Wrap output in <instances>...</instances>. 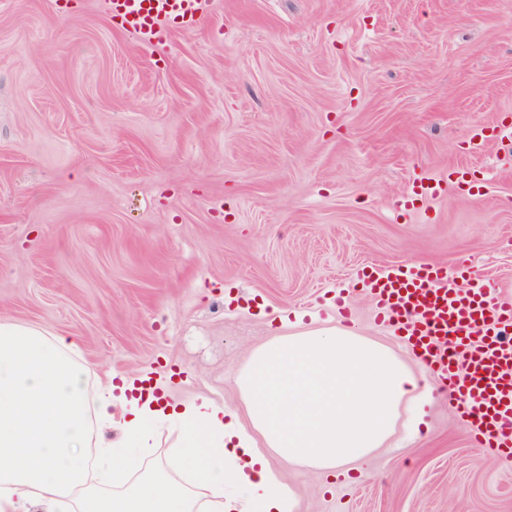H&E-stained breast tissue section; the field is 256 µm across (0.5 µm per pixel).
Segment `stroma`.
I'll use <instances>...</instances> for the list:
<instances>
[{
  "label": "stroma",
  "mask_w": 512,
  "mask_h": 512,
  "mask_svg": "<svg viewBox=\"0 0 512 512\" xmlns=\"http://www.w3.org/2000/svg\"><path fill=\"white\" fill-rule=\"evenodd\" d=\"M512 0H214L144 45L102 0H0V319L76 339L91 380L236 410L275 335L353 326L411 369L352 278L475 266L512 292ZM471 170L411 210L409 186ZM347 474L269 465L299 512H512V464L446 396ZM478 138V143H474V139ZM512 127L510 124L497 123L493 126H484L476 132L471 138L473 148L480 149L490 142L500 141L502 144L505 140L511 143Z\"/></svg>",
  "instance_id": "1"
}]
</instances>
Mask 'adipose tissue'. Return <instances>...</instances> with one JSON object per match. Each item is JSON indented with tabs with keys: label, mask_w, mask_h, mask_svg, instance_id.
I'll list each match as a JSON object with an SVG mask.
<instances>
[{
	"label": "adipose tissue",
	"mask_w": 512,
	"mask_h": 512,
	"mask_svg": "<svg viewBox=\"0 0 512 512\" xmlns=\"http://www.w3.org/2000/svg\"><path fill=\"white\" fill-rule=\"evenodd\" d=\"M75 342L0 321V512H298L267 453L333 471L394 435L399 408L435 386L356 331L306 330L251 352L237 376L250 425L201 398L170 406L133 383L91 387ZM179 424L181 446L150 457L154 424ZM116 447L88 463L93 423Z\"/></svg>",
	"instance_id": "1"
}]
</instances>
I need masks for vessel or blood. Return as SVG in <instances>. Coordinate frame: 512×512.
Masks as SVG:
<instances>
[{"instance_id":"b4317fda","label":"vessel or blood","mask_w":512,"mask_h":512,"mask_svg":"<svg viewBox=\"0 0 512 512\" xmlns=\"http://www.w3.org/2000/svg\"><path fill=\"white\" fill-rule=\"evenodd\" d=\"M103 2L114 23L144 44L194 30L212 10V0ZM448 181L463 185L467 179L449 169L447 180L412 186L400 207L440 195ZM356 277L371 294L378 321L449 388L472 446L512 460V294L476 275L466 289L449 286L446 269L425 263L364 267Z\"/></svg>"}]
</instances>
